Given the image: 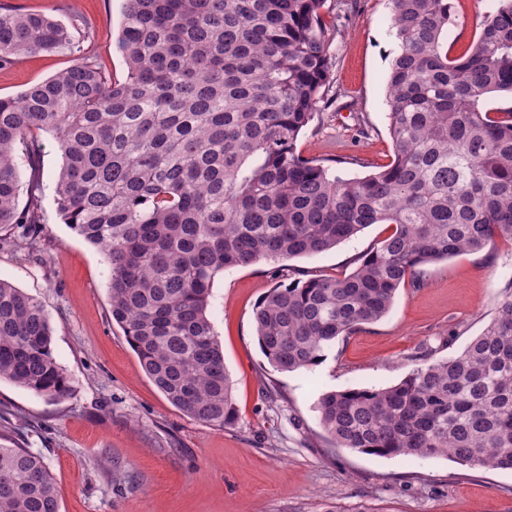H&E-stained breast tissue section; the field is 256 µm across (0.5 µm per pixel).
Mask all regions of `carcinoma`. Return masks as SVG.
I'll use <instances>...</instances> for the list:
<instances>
[{"mask_svg":"<svg viewBox=\"0 0 512 512\" xmlns=\"http://www.w3.org/2000/svg\"><path fill=\"white\" fill-rule=\"evenodd\" d=\"M326 0H125L118 80L85 56L0 97V228L37 232L42 145L57 140V213L110 269L112 320L145 375L186 415L222 429L238 413L208 316L217 274L323 253L371 224L391 232L343 277L293 280L254 311L278 371L320 363L338 338L385 317L422 267L512 240V0L481 17L450 55L452 0H391L398 40L386 83L394 158L363 178L300 156L324 102L336 15ZM73 43L41 14L0 12V67ZM30 176L19 207L17 149ZM49 317L0 280V380L61 399ZM397 384L330 390L320 423L336 448L382 457L445 455L512 470V291L462 352ZM0 512H60L43 458L0 428Z\"/></svg>","mask_w":512,"mask_h":512,"instance_id":"obj_1","label":"carcinoma"}]
</instances>
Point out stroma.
<instances>
[{
  "label": "stroma",
  "mask_w": 512,
  "mask_h": 512,
  "mask_svg": "<svg viewBox=\"0 0 512 512\" xmlns=\"http://www.w3.org/2000/svg\"><path fill=\"white\" fill-rule=\"evenodd\" d=\"M42 13L74 32L72 45L0 67V97L48 80L86 55L123 78L115 49L124 0H0ZM339 16L329 45L328 110L300 134L303 157L363 177L394 156L386 78L397 40L390 0H326ZM483 0H454L452 54L475 40ZM91 20L90 38L80 36ZM44 147V222L34 248L22 227L0 229V280L37 298L53 329L52 350L70 382L59 400L0 382V421L44 458L61 512H512V471L476 469L444 457L386 458L335 448L317 402L328 390L386 387L411 370L413 354L460 353L512 287V241L423 268L389 313L320 364L281 373L262 354L253 312L276 284L352 272L388 233L374 224L336 248L280 264L260 261L218 274L209 318L224 349L239 418L216 429L175 408L142 372L111 314L110 271L96 248L63 224L53 203L61 155Z\"/></svg>",
  "instance_id": "stroma-1"
}]
</instances>
